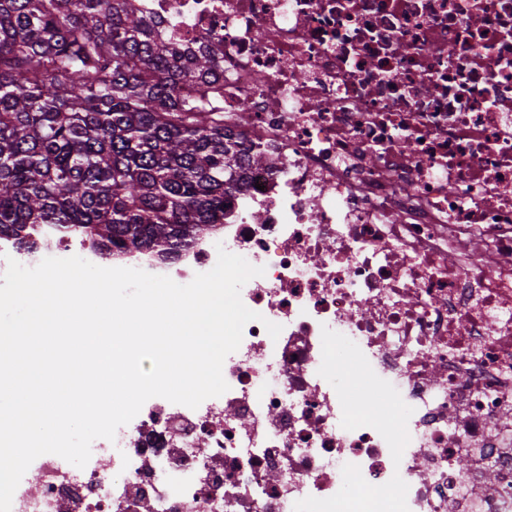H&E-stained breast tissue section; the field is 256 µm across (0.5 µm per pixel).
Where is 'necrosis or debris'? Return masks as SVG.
<instances>
[{
    "mask_svg": "<svg viewBox=\"0 0 512 512\" xmlns=\"http://www.w3.org/2000/svg\"><path fill=\"white\" fill-rule=\"evenodd\" d=\"M133 2L223 38L224 117L265 159L213 235L112 264L187 284L224 245L264 267L261 318L226 393L149 399L84 468L38 457L11 512H512V0ZM72 246L0 240V275ZM356 373L393 419L352 421Z\"/></svg>",
    "mask_w": 512,
    "mask_h": 512,
    "instance_id": "4bbe7bcc",
    "label": "necrosis or debris"
}]
</instances>
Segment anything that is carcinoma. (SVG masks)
Returning <instances> with one entry per match:
<instances>
[{"label":"carcinoma","mask_w":512,"mask_h":512,"mask_svg":"<svg viewBox=\"0 0 512 512\" xmlns=\"http://www.w3.org/2000/svg\"><path fill=\"white\" fill-rule=\"evenodd\" d=\"M131 0H0V238L55 224L171 258L264 154L224 123V39L177 45Z\"/></svg>","instance_id":"carcinoma-1"}]
</instances>
